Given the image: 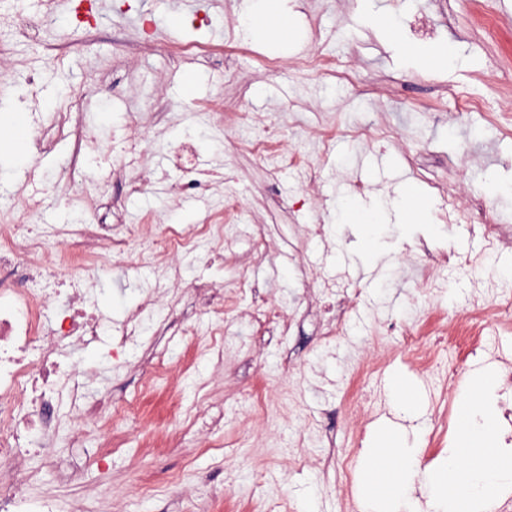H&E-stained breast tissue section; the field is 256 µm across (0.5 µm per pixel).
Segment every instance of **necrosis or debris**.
I'll return each instance as SVG.
<instances>
[{
	"label": "necrosis or debris",
	"instance_id": "4bbe7bcc",
	"mask_svg": "<svg viewBox=\"0 0 512 512\" xmlns=\"http://www.w3.org/2000/svg\"><path fill=\"white\" fill-rule=\"evenodd\" d=\"M257 129L250 152L260 160L278 156L282 165L303 166L316 181L319 165L285 149L283 128L259 123L249 110L235 108L215 115L214 131L225 125ZM173 187L179 194L201 199L224 182L218 173L204 174L198 152L189 142L174 146ZM25 223L0 225V512H56L50 498L31 495L30 477L22 462L34 454L30 438L50 425V404L62 377L74 369L67 362L73 345L98 338L104 316L94 298L95 285L112 257H132L134 266H150L173 287H182L174 261L199 241L224 244V213L242 207L228 195L224 211L205 224L182 229L160 225L139 254L129 249L132 232L122 224H70L56 241L35 233L29 220L41 206L39 196L21 200Z\"/></svg>",
	"mask_w": 512,
	"mask_h": 512
}]
</instances>
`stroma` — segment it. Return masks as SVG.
<instances>
[{
    "label": "stroma",
    "instance_id": "obj_1",
    "mask_svg": "<svg viewBox=\"0 0 512 512\" xmlns=\"http://www.w3.org/2000/svg\"><path fill=\"white\" fill-rule=\"evenodd\" d=\"M392 20L383 28L366 17L364 0H287L284 15L298 34L277 40L263 33L241 38L243 0H103L97 22L56 24L46 0H0V39L10 56L0 59V110L12 113L0 132V220H21L11 196L52 185L35 217L42 229L63 224L119 222L134 226L140 242L158 223L188 228L205 223L197 200L176 195L166 178L171 142L186 133L207 140V169L223 170L246 208L227 229L223 249L179 256L188 281H212L206 296L157 288L150 268L135 271L112 259L97 284L100 307L123 319L147 293L160 294V319L183 312L195 335L144 330L118 360L72 348L76 381H61L52 401L55 431L42 445L60 458L55 469L32 457L34 494L59 500L64 512H365L362 458L353 480L341 463L352 446L367 448L373 433L393 427L419 448L421 470L448 457L457 412L469 382L499 362L474 350L461 333L472 298L491 305L512 267V246L489 249L479 226H512V0H374ZM40 21L38 42L12 36L14 12ZM210 46L209 55H176L172 43ZM451 48V62L434 51ZM321 51L330 71L302 78L300 58ZM107 88L99 98L98 88ZM245 106L261 123L291 125L302 119L294 146L311 153L329 135L321 176L309 184L301 168L271 169L238 149L237 135L209 136L211 100ZM60 112L82 113L115 156H130L135 116L164 113L145 130L151 147L139 169L150 180L144 195L121 213L106 205L124 185L106 183L105 160L89 151L84 180L68 177L67 139L47 136ZM28 158L19 169L15 153ZM371 162L358 168L359 159ZM353 205L337 217L328 198ZM266 227L268 257L253 261L255 225ZM326 237L307 236L311 225ZM472 264L437 287L430 258L448 249ZM346 271L357 277L363 302L348 312L347 336L327 344L321 317L300 298L310 275ZM283 314L260 324L263 303ZM228 306L223 349L215 351L205 306ZM447 331L436 352L437 372L424 377L404 355V324ZM389 362L381 374H355L377 355ZM457 372L452 382L443 373ZM417 398L413 412L396 404L393 384ZM267 401V417H254V397ZM136 404V416L117 419L111 457L99 461L102 442L86 425L71 443L74 403L101 399ZM220 420L221 452L202 451L204 435L191 421L197 410ZM313 433L298 437L305 415ZM77 471L67 481L63 471Z\"/></svg>",
    "mask_w": 512,
    "mask_h": 512
}]
</instances>
